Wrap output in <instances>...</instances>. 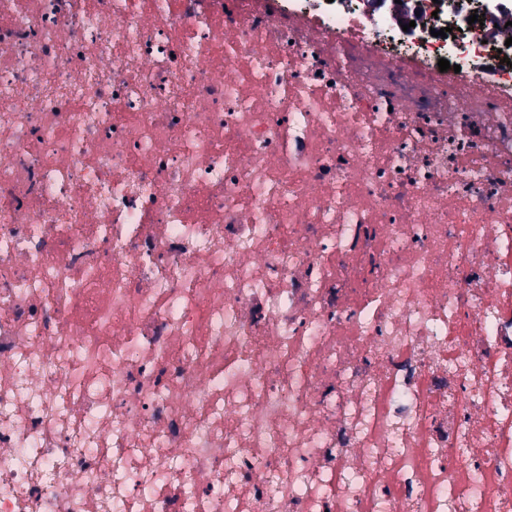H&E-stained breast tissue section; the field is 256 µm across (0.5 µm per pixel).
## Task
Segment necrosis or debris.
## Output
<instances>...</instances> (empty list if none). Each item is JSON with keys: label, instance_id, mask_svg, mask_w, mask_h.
<instances>
[{"label": "necrosis or debris", "instance_id": "necrosis-or-debris-1", "mask_svg": "<svg viewBox=\"0 0 512 512\" xmlns=\"http://www.w3.org/2000/svg\"><path fill=\"white\" fill-rule=\"evenodd\" d=\"M421 7L0 0V512H512V46Z\"/></svg>", "mask_w": 512, "mask_h": 512}]
</instances>
